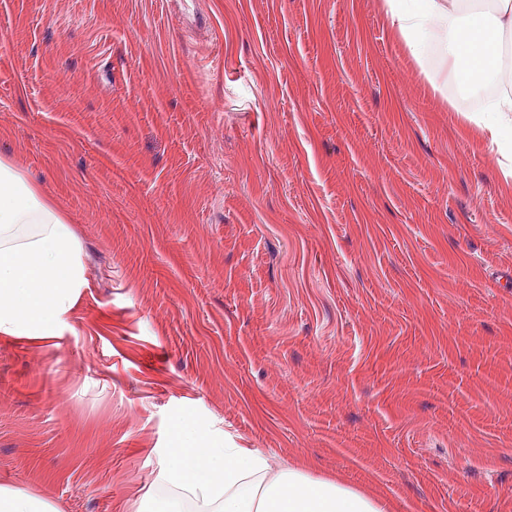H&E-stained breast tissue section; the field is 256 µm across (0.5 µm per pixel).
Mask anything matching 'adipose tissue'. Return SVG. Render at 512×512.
<instances>
[{
    "instance_id": "1",
    "label": "adipose tissue",
    "mask_w": 512,
    "mask_h": 512,
    "mask_svg": "<svg viewBox=\"0 0 512 512\" xmlns=\"http://www.w3.org/2000/svg\"><path fill=\"white\" fill-rule=\"evenodd\" d=\"M383 9L432 86L500 84L482 121L512 150V80L494 58L512 37V0H383ZM85 286L79 240L39 184L0 159V334L36 342L56 335ZM159 471L153 512H386L375 495L303 465L273 467L248 448H226L181 426Z\"/></svg>"
}]
</instances>
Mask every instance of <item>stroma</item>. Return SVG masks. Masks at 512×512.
<instances>
[{
    "mask_svg": "<svg viewBox=\"0 0 512 512\" xmlns=\"http://www.w3.org/2000/svg\"><path fill=\"white\" fill-rule=\"evenodd\" d=\"M380 0H0V158L86 286L0 335V486L136 512L175 426L388 512H512V160Z\"/></svg>",
    "mask_w": 512,
    "mask_h": 512,
    "instance_id": "1",
    "label": "stroma"
}]
</instances>
